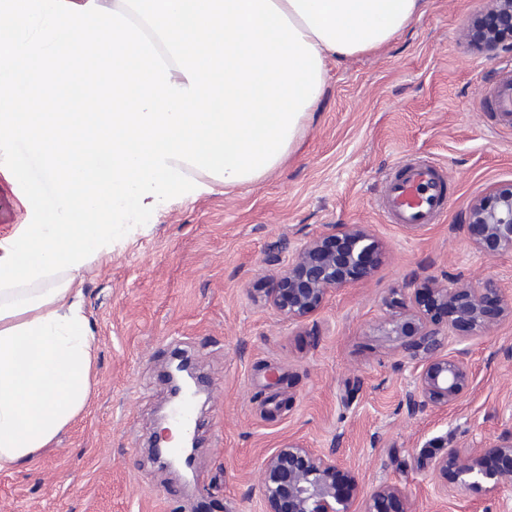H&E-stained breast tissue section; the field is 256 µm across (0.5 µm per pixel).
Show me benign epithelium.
<instances>
[{
    "mask_svg": "<svg viewBox=\"0 0 512 512\" xmlns=\"http://www.w3.org/2000/svg\"><path fill=\"white\" fill-rule=\"evenodd\" d=\"M480 41L489 49L512 50V0H487ZM466 226L476 250L488 256L512 254V181L499 183L474 198ZM377 241L369 227L331 224L308 238L280 269L276 286L267 290L264 304L290 324L317 314L336 290L373 276ZM390 305L401 313L388 320L386 334L395 337L401 361L413 366L406 406L413 415L427 408L459 402L471 389L474 375L462 342L489 337L512 323V297L501 283L486 277L477 281L432 278L422 296L394 297ZM442 310L447 321L428 317ZM423 454L431 484L439 490L453 483L478 491L512 487V431L490 444H450L433 438ZM258 485L264 512H408L402 488L383 484L357 502L358 481L341 466L336 451H320L290 441L262 461Z\"/></svg>",
    "mask_w": 512,
    "mask_h": 512,
    "instance_id": "1",
    "label": "benign epithelium"
}]
</instances>
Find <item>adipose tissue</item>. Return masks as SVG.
Wrapping results in <instances>:
<instances>
[{"label":"adipose tissue","instance_id":"ef3b65f1","mask_svg":"<svg viewBox=\"0 0 512 512\" xmlns=\"http://www.w3.org/2000/svg\"><path fill=\"white\" fill-rule=\"evenodd\" d=\"M423 0H0V469L86 406L82 275L125 208L274 170L334 58L386 45ZM39 161L34 179L25 157Z\"/></svg>","mask_w":512,"mask_h":512}]
</instances>
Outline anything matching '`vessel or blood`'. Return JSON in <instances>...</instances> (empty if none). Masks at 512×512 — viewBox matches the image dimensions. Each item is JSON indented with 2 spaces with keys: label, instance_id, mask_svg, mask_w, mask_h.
I'll list each match as a JSON object with an SVG mask.
<instances>
[{
  "label": "vessel or blood",
  "instance_id": "1",
  "mask_svg": "<svg viewBox=\"0 0 512 512\" xmlns=\"http://www.w3.org/2000/svg\"><path fill=\"white\" fill-rule=\"evenodd\" d=\"M490 98L493 111L512 117V69L502 73ZM453 202L454 196L437 166L426 159H410L386 177L378 207L391 223L420 229L437 223Z\"/></svg>",
  "mask_w": 512,
  "mask_h": 512
}]
</instances>
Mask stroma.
I'll list each match as a JSON object with an SVG mask.
<instances>
[{"label": "stroma", "mask_w": 512, "mask_h": 512, "mask_svg": "<svg viewBox=\"0 0 512 512\" xmlns=\"http://www.w3.org/2000/svg\"><path fill=\"white\" fill-rule=\"evenodd\" d=\"M486 6L424 0L381 49L329 62L315 112L273 171L130 214L111 259L83 276L97 345L89 403L50 445L0 471V512H262L258 470L291 439L336 449L361 493L398 485L413 512H512V488L438 494L417 461L437 436L476 444L512 430V325L466 342L474 381L461 401L414 415L412 369L383 329L392 294L428 277H494L512 292V255L478 252L463 221L474 197L512 181V130L489 104L512 53L461 36ZM414 156L440 167L455 202L408 231L377 200L385 175ZM331 224L372 230L374 275L290 324L258 291ZM178 346L212 395L187 484L149 454Z\"/></svg>", "instance_id": "35a3bbf8"}]
</instances>
